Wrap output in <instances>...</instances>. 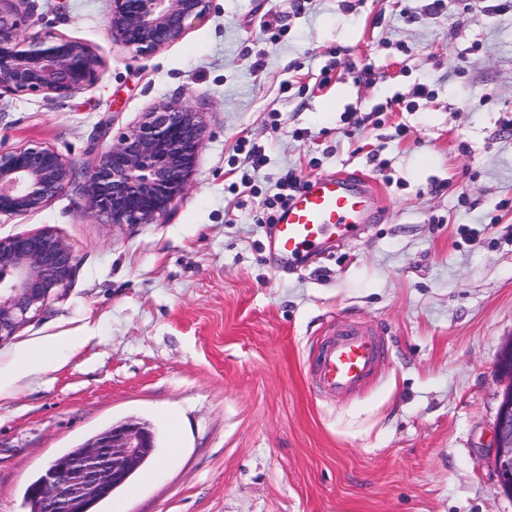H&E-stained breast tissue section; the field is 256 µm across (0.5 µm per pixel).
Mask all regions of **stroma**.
<instances>
[{
    "label": "stroma",
    "mask_w": 512,
    "mask_h": 512,
    "mask_svg": "<svg viewBox=\"0 0 512 512\" xmlns=\"http://www.w3.org/2000/svg\"><path fill=\"white\" fill-rule=\"evenodd\" d=\"M500 2L213 0L138 55L113 44L109 0H28V35L79 41L104 67L64 99H0L1 149L43 143L71 169L42 210L0 216V239L49 227L77 259L64 297L0 344L1 367L39 342L57 356L0 399V512H28L48 462L130 419L159 453L122 512H512L490 455L512 342ZM163 101L205 114L188 190L150 224L89 217L84 169L112 143L101 127ZM342 171L375 190L365 223L297 267L277 261L278 186ZM336 321L378 334L385 360L331 396L311 364Z\"/></svg>",
    "instance_id": "obj_1"
}]
</instances>
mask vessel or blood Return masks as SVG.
I'll list each match as a JSON object with an SVG mask.
<instances>
[{
	"instance_id": "vessel-or-blood-1",
	"label": "vessel or blood",
	"mask_w": 512,
	"mask_h": 512,
	"mask_svg": "<svg viewBox=\"0 0 512 512\" xmlns=\"http://www.w3.org/2000/svg\"><path fill=\"white\" fill-rule=\"evenodd\" d=\"M374 198L373 188L352 173L311 181L281 213L271 239L274 255L295 261L319 250L327 238L353 235ZM383 354L382 345L359 325L337 328L318 353L315 382L329 393L360 389Z\"/></svg>"
}]
</instances>
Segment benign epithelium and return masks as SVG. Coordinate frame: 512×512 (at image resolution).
Wrapping results in <instances>:
<instances>
[{"instance_id": "obj_1", "label": "benign epithelium", "mask_w": 512, "mask_h": 512, "mask_svg": "<svg viewBox=\"0 0 512 512\" xmlns=\"http://www.w3.org/2000/svg\"><path fill=\"white\" fill-rule=\"evenodd\" d=\"M106 23L112 41L136 53L157 52L180 40L209 16L212 0H110ZM25 0H0V100L20 93L66 98L94 85L101 60L64 35L30 37L23 26ZM202 112L163 102L112 138L84 172L85 210L108 224H151L189 187L204 140ZM70 170L54 148L41 143L0 150V216L37 212L64 189ZM76 257L51 229L0 239V344L65 289ZM498 371L507 380L492 439L501 488L512 492V343ZM153 434L125 422L89 442L71 461L55 459L42 473L38 495L52 512H83L82 504L107 495L152 447Z\"/></svg>"}]
</instances>
